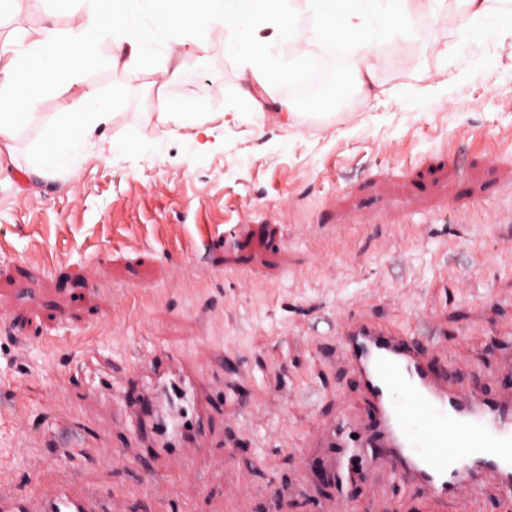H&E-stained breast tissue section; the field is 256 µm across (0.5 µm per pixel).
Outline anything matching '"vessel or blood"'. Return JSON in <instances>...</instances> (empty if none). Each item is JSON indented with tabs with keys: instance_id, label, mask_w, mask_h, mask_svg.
<instances>
[{
	"instance_id": "vessel-or-blood-1",
	"label": "vessel or blood",
	"mask_w": 512,
	"mask_h": 512,
	"mask_svg": "<svg viewBox=\"0 0 512 512\" xmlns=\"http://www.w3.org/2000/svg\"><path fill=\"white\" fill-rule=\"evenodd\" d=\"M437 332L432 321L423 335L394 334L362 316L337 330L366 412L353 423L327 424L316 440L317 453L302 456L307 484L327 479L338 488L324 512H342V488L368 483L379 465L427 501L460 499L491 482L500 512H512V351L500 362L498 394L474 392L449 374L428 345ZM158 380L168 394V411L158 410L149 395L131 394L128 403L152 422L161 454L175 453L183 437L203 442L204 411L177 356L166 357ZM0 512L113 510L111 496L40 480L33 491L0 495Z\"/></svg>"
}]
</instances>
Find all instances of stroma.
Masks as SVG:
<instances>
[{"label":"stroma","instance_id":"35a3bbf8","mask_svg":"<svg viewBox=\"0 0 512 512\" xmlns=\"http://www.w3.org/2000/svg\"><path fill=\"white\" fill-rule=\"evenodd\" d=\"M68 0H0V42L71 23ZM214 28L205 52L165 65H89L112 102L111 151L48 176L31 160L66 97L45 93L0 145V493L36 477L146 512L132 449L152 450L125 395L150 392L160 352L179 354L207 406L209 445L158 463L172 504L153 512H315L301 453L323 420L364 410L336 341L355 311L417 331L478 390L512 345V31L471 40L467 22H422L378 57L374 96L282 118L281 82L253 97ZM449 44L440 57L433 45ZM181 68L165 84L163 69ZM188 102L235 111L202 153L157 114ZM264 119H257V109ZM343 239L329 252L325 242ZM153 288L154 303L111 310ZM22 456H14V449ZM497 512L496 490L419 502L381 475L346 512Z\"/></svg>","mask_w":512,"mask_h":512}]
</instances>
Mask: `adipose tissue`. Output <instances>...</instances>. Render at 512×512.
<instances>
[{"mask_svg":"<svg viewBox=\"0 0 512 512\" xmlns=\"http://www.w3.org/2000/svg\"><path fill=\"white\" fill-rule=\"evenodd\" d=\"M76 22L45 27L32 37L0 45V144L14 139L43 93L74 90L68 112L46 130L49 141L75 162L111 120L109 102L81 83V67L110 43L112 64L134 66L180 54L184 46L205 51L211 31L222 26L225 50L247 87L287 82L292 104L322 108L349 89L372 93L374 52L386 39L412 35L418 21L448 13L467 18L468 33L482 41L512 26V0H70ZM318 51L300 53L281 66L272 50L295 38L302 20ZM174 130L193 129L200 150H211V113L180 104L159 113Z\"/></svg>","mask_w":512,"mask_h":512,"instance_id":"1","label":"adipose tissue"}]
</instances>
